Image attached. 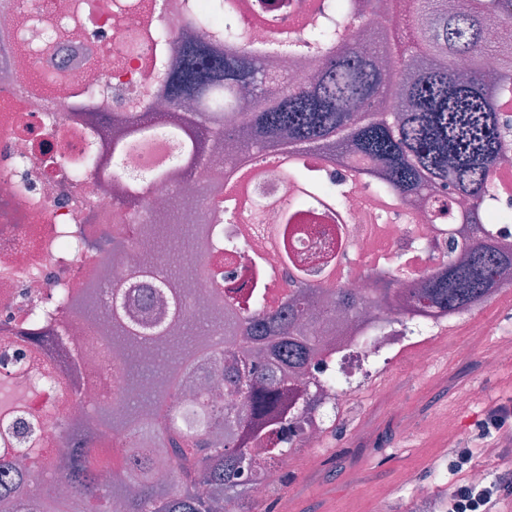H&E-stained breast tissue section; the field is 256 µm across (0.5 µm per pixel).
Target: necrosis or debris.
I'll use <instances>...</instances> for the list:
<instances>
[{"label":"necrosis or debris","instance_id":"1","mask_svg":"<svg viewBox=\"0 0 512 512\" xmlns=\"http://www.w3.org/2000/svg\"><path fill=\"white\" fill-rule=\"evenodd\" d=\"M16 13V0H0V16L5 19L0 25V377L13 370L14 351L7 347L6 336L22 328L27 307L45 302L58 284L74 288L90 277L109 287L119 284L137 300L144 322L151 324L164 318L143 300L147 282L129 277V259L120 256L98 266L85 253L62 245L64 227L81 224L94 237L102 225L111 223L116 212L115 191L92 179L80 185L72 181L69 164L88 148L81 129L91 116L72 114L71 131L64 136L46 128L44 118L51 107L45 94L23 90L18 83L15 55L23 30L15 22ZM159 20L155 12L117 11L112 0H102L101 7L75 23V35L34 57L32 68L47 91L81 83L108 110L124 109L129 101L150 95L152 84L145 75L144 61L131 60L119 72L114 64L123 54L131 29H146ZM21 158L27 162L22 169L17 166ZM223 164L224 155L217 152L205 157L180 187L166 181L151 183L141 208L155 211L176 195L180 198L182 223H200L209 204L199 187ZM298 191L283 172L256 175L251 196L253 202L263 205L262 222L252 223L242 215L224 226L225 235L241 240L244 246L243 253L227 265L233 273L228 286L249 288L252 254H262L269 266L279 268V254L268 246V229L278 224L281 206L293 201ZM457 230L454 224L430 223L425 211L413 207L406 208L401 220L391 213L380 215L371 193L360 187L349 192L344 216L322 208L316 216L304 219L289 248L297 263L308 267L335 255L330 286L368 295L374 286L372 269L386 268L400 260L415 275H422L435 266L444 242ZM48 327L72 352L80 384L66 400L61 399L56 387L37 390L7 426H0V442L16 441L18 434L32 431L37 442L55 455L61 447L60 434L54 424L42 421L45 408H58L72 419H83L93 408L109 401L114 380L112 355L95 340L90 328L58 320L49 322ZM427 341V336L413 337L405 332L399 308L380 312L371 309L341 330L330 352L344 383L366 374L368 359L397 355L409 347L414 350V370L428 372L432 354ZM346 397L343 385L320 395L312 414L314 422L300 436L301 452L283 459V468L292 470L301 463L309 472L319 470L323 441L320 424L333 416Z\"/></svg>","mask_w":512,"mask_h":512}]
</instances>
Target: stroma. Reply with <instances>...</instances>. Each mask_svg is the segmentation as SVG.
Segmentation results:
<instances>
[{
    "mask_svg": "<svg viewBox=\"0 0 512 512\" xmlns=\"http://www.w3.org/2000/svg\"><path fill=\"white\" fill-rule=\"evenodd\" d=\"M512 326V288L500 290L490 304L474 315L449 322L429 346L433 366L420 374L412 367V352L394 357L363 386L351 391L327 431L319 471L297 468L287 478L269 483L267 512L287 502L290 512H367L380 500L384 512H443L448 493L467 471L460 459L482 466L488 480L512 469V444L500 433L512 430V416L499 427L485 425L488 411L512 407V354L499 345ZM467 342L472 354L457 357L455 346ZM394 386L395 403L378 397L382 386ZM372 438L357 450L358 433ZM427 485L426 502L402 487L404 473Z\"/></svg>",
    "mask_w": 512,
    "mask_h": 512,
    "instance_id": "stroma-1",
    "label": "stroma"
}]
</instances>
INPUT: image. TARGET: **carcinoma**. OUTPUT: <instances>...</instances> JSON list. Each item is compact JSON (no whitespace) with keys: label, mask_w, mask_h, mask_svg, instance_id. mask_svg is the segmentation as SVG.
Instances as JSON below:
<instances>
[{"label":"carcinoma","mask_w":512,"mask_h":512,"mask_svg":"<svg viewBox=\"0 0 512 512\" xmlns=\"http://www.w3.org/2000/svg\"><path fill=\"white\" fill-rule=\"evenodd\" d=\"M241 6L242 0H160L161 16L170 13L177 22L131 32L125 55L137 57L143 45L151 46V96L173 111L156 112V102L144 98L127 112L113 113L109 125L92 127L93 148L75 176L86 168L115 167L159 134L183 145L175 168L152 173L174 185L192 176L211 148L231 141L239 152L214 173L220 180L262 152H316L334 176L313 180L301 160L288 164V178L304 192L272 230L296 288L271 307L265 284L273 270L255 255L257 285L244 297L221 288L224 276L216 270L212 298L193 300L199 237L217 261L240 250L224 242L222 229L234 208L215 207L192 227L171 223L170 211L154 214L140 225L138 240L122 228L104 232L91 252L103 264L136 253L131 274L156 279L153 302L166 308L167 318L142 324L127 307L124 289L104 290L96 281L79 291L59 288L34 308L35 322L66 312L93 327L113 350L117 405L99 407L81 421L47 412L70 448L51 469L0 459V473L15 475L12 483L0 480L4 512H253L247 481L271 479L273 461L288 456L302 431L305 404L325 388L315 373L328 348L323 336L307 330L313 316L338 310L355 318L367 305L379 311L395 305L406 320L428 323L485 300L500 289V268L512 265V242L493 229L512 224V207L496 204L494 180L495 168L512 163L502 123L512 97V8L503 0H467L462 9L454 0H405L406 15L392 20L368 49L351 31L366 0H319L301 31L277 32L267 43L237 24ZM179 23L202 30L204 38L178 39ZM168 45L175 49L170 58L163 55ZM278 53L314 57L320 77L304 84L267 68ZM489 54L500 59L491 78L483 71ZM382 55L391 57L392 68L378 67ZM460 56L469 61L464 79L454 71ZM81 96L76 84L60 89L52 121L61 124L81 111ZM185 102L195 106L189 117L177 112ZM246 108L251 117L242 126L238 115ZM341 168L355 171L385 202L411 205L450 191L468 196L472 208L464 214L439 210L450 214L440 223L462 225L449 242L447 260L420 283L403 272L374 271L369 299L310 283V269L296 266L288 239L312 212L309 197L338 211L345 207L351 183L339 180ZM164 243L168 250L152 253ZM16 340L51 356L44 372L22 363L32 386L63 383L66 358L48 345L53 337L23 334ZM204 373L224 376L227 403L208 400L202 388L183 392ZM114 437L123 439L121 464L104 483L99 468L105 459L96 444ZM159 467L169 470L168 482L155 479Z\"/></svg>","instance_id":"obj_1"}]
</instances>
